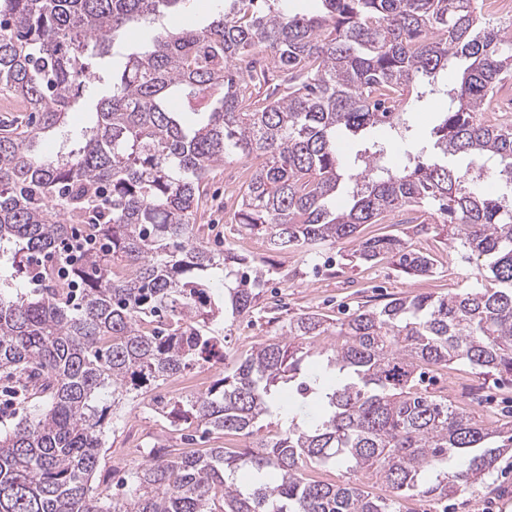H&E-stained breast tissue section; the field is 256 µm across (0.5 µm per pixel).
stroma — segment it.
I'll return each instance as SVG.
<instances>
[{
    "mask_svg": "<svg viewBox=\"0 0 512 512\" xmlns=\"http://www.w3.org/2000/svg\"><path fill=\"white\" fill-rule=\"evenodd\" d=\"M238 170V163L233 162L213 172L208 198L200 209L204 238L210 248L218 251L237 246L243 237L238 225L228 221L236 199L227 194L226 185ZM381 234L399 236L433 256V273L412 278L389 259L374 264L353 261L359 239ZM248 239L243 256L266 273L257 310L247 318H226L220 331L222 359L159 382L151 390L152 397L172 404L182 397L208 391L255 347L274 337L280 325L305 312L317 310L340 320L364 303L379 307L399 296H443L472 287L480 278L478 260L449 239L444 224H432L423 231L413 224H365L358 238L343 239L309 253L293 249L275 252L267 247L265 237L253 234ZM428 389L465 408H479L486 423L496 425L512 420L510 375L485 376L469 364L457 362L430 372ZM251 444L249 438L221 432L200 433L194 442L185 443L178 424L137 399L125 406L118 428L108 432L93 485L106 499L123 492L129 471L148 460L153 448L188 447L203 452L212 448H246ZM400 508L401 512H512V452L502 456L494 473L473 491L443 504L424 497H409L402 500Z\"/></svg>",
    "mask_w": 512,
    "mask_h": 512,
    "instance_id": "1",
    "label": "stroma"
}]
</instances>
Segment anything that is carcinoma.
<instances>
[{
    "label": "carcinoma",
    "mask_w": 512,
    "mask_h": 512,
    "mask_svg": "<svg viewBox=\"0 0 512 512\" xmlns=\"http://www.w3.org/2000/svg\"><path fill=\"white\" fill-rule=\"evenodd\" d=\"M190 2L0 0V93L30 117L0 127V266L10 265L0 373L37 400L0 431V512H397L403 496L443 502L473 490L512 450V421L486 426L422 384L426 369L461 361L512 375V120L498 103L512 21L491 19L488 0H318L312 15L289 13L285 0H219L207 25L169 29L168 11ZM132 27L150 37L112 72L94 123L68 131L69 112L101 82L92 60ZM451 58L468 61L454 85L439 80ZM258 84L270 93L254 95ZM412 91L448 99L433 148L469 156L465 169L425 159L423 147L393 163L395 142L415 133L403 108ZM382 128L391 139L374 137ZM49 132L61 133L58 150L37 152ZM350 136L361 148L346 158L337 144ZM489 158L509 192L483 191ZM241 159L254 164L231 223L272 250L310 251L402 212L424 225L428 214L488 260L489 284L393 298L344 321L288 320L175 415L252 437L287 390L317 402V416L238 454L174 448L136 465L124 496L104 501L92 479L119 412L217 358L219 317L256 305L263 272L197 229L208 177ZM380 258L413 277L434 269L402 238L359 243L356 259ZM319 336L336 337L319 351L334 385L303 370ZM329 464L389 496L306 474ZM243 467L255 477L246 489L235 481Z\"/></svg>",
    "instance_id": "1"
}]
</instances>
